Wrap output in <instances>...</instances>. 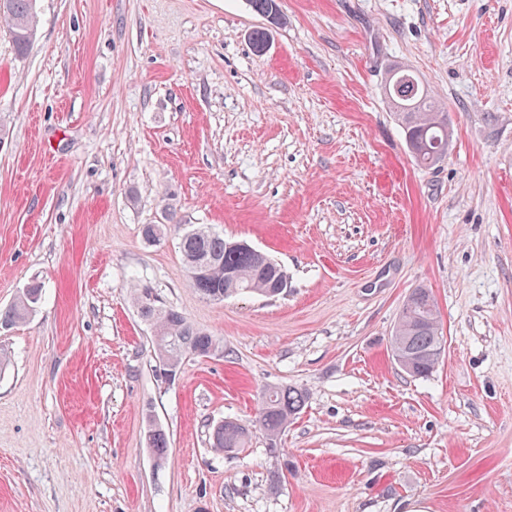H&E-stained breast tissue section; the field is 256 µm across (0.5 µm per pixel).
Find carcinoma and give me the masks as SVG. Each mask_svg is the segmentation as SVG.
Listing matches in <instances>:
<instances>
[{"mask_svg":"<svg viewBox=\"0 0 512 512\" xmlns=\"http://www.w3.org/2000/svg\"><path fill=\"white\" fill-rule=\"evenodd\" d=\"M253 11L264 17L280 14L278 0H248ZM0 18L11 34L18 53L25 54L32 45L27 31L37 26L36 0H0ZM388 101L401 123L408 145L417 147L413 158L432 166L448 153L450 129L448 113L435 104L417 77L406 69L391 70L385 86ZM180 250L191 283L203 296L213 299L233 294L255 293L274 296V286L281 279L278 263L250 247L230 248L224 234L207 227L189 229L181 235ZM43 286L29 285L22 296L0 310V324L13 325L34 311ZM133 299L142 319L153 328L159 369L177 373L189 357H206L219 348V341L196 327L179 311L164 306L150 288L132 289ZM442 344L438 310L432 292L416 288L403 304L390 346L400 367L413 377H426L439 364L435 351ZM307 394L296 387H276L264 392L257 423L269 440L270 450H278V438L288 422L301 412ZM250 430L234 421L222 422L213 434V447L233 452L248 443ZM149 448L156 460L166 458L169 439L164 430L149 422Z\"/></svg>","mask_w":512,"mask_h":512,"instance_id":"obj_1","label":"carcinoma"}]
</instances>
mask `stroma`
<instances>
[{
    "instance_id": "stroma-1",
    "label": "stroma",
    "mask_w": 512,
    "mask_h": 512,
    "mask_svg": "<svg viewBox=\"0 0 512 512\" xmlns=\"http://www.w3.org/2000/svg\"><path fill=\"white\" fill-rule=\"evenodd\" d=\"M279 4L272 28L246 0H37L23 56L0 22V309L44 287L0 328V512H512V0ZM399 66L448 114L434 166L385 96ZM200 225L286 292L201 295ZM135 287L219 349L165 381ZM420 287L425 378L390 350ZM285 385L307 401L274 455L253 421ZM226 419L253 427L235 454ZM42 290L41 283L29 285L15 303L0 310V324L8 326L24 321L39 303ZM442 344L438 310L432 292L416 288L403 304L390 346L400 367L413 377H427L439 364L435 351ZM411 357L408 363L401 358ZM147 440L155 459L164 461L167 455L169 439L164 430L153 421L148 424ZM250 430L234 420H224L213 434V448L221 452H234L245 448L248 443Z\"/></svg>"
}]
</instances>
